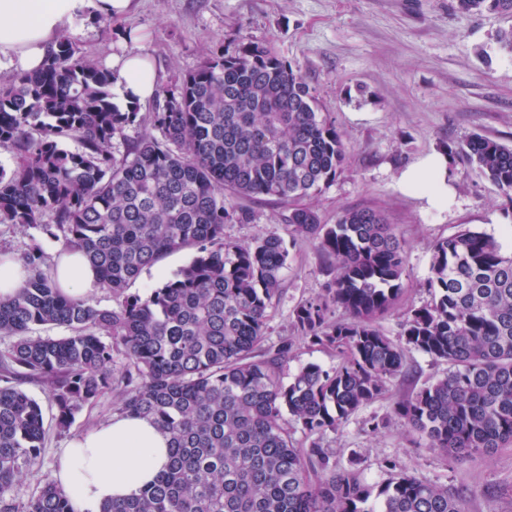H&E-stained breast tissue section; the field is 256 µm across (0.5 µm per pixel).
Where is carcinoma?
Listing matches in <instances>:
<instances>
[{"label":"carcinoma","mask_w":512,"mask_h":512,"mask_svg":"<svg viewBox=\"0 0 512 512\" xmlns=\"http://www.w3.org/2000/svg\"><path fill=\"white\" fill-rule=\"evenodd\" d=\"M457 7L512 17V0ZM114 82L65 32L41 69L0 83V146L17 155L0 167V224L63 238L116 295L165 254L196 255L162 287L112 309L64 294L37 242L16 255L26 282L0 298V337L11 339L0 352V512H76L52 479L24 502L7 496L46 434L24 383L46 388L61 432L110 392L114 413L168 435L156 480L100 512H466L458 492L405 471L373 486L336 469L318 443L296 446L285 416L310 437L337 431L406 374L416 350L448 365L394 407L424 447L464 459L512 446V251L471 229L437 242L432 300L408 311L396 342L377 321L404 293L402 242L373 210L320 224L302 204L335 180L349 147L291 65L253 43L234 56L212 50L146 118L113 102ZM136 122L149 130L131 139ZM67 140L77 149L62 148ZM450 155L496 185L512 217V147L474 133ZM240 197L288 204L292 233L319 239L333 274L327 298L298 305L293 321L342 355L336 368L308 364L285 383L288 342L256 352L288 248L275 234L224 238L226 222L247 218ZM331 303L349 318L331 320ZM44 325L69 334L28 335Z\"/></svg>","instance_id":"carcinoma-1"}]
</instances>
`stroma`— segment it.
I'll use <instances>...</instances> for the list:
<instances>
[{"label":"stroma","instance_id":"obj_1","mask_svg":"<svg viewBox=\"0 0 512 512\" xmlns=\"http://www.w3.org/2000/svg\"><path fill=\"white\" fill-rule=\"evenodd\" d=\"M491 15H461L456 0H135L122 19L86 16L75 24L77 41L99 58L126 49L149 57L159 87L201 66L207 52L235 54L243 41L274 52L315 88L320 110L341 130L351 151L335 180L306 201L319 223L332 224L345 208H368L394 225L405 245V292L380 322L398 339L407 310L429 303L426 286L435 244L464 229L483 231L512 247L503 214L508 201L478 170L453 159L454 194L446 209L429 208L401 190L402 171L432 153L480 133L512 147V57L496 35L511 24ZM244 221L224 226L242 243L277 234L288 247L282 286L268 309L260 351L291 348L284 377L316 363L333 369L339 354L298 336L292 312L324 294L331 278L315 239L292 235L285 205L243 198ZM189 250L167 253L130 284L132 294L161 287L192 259ZM406 376L360 408L339 430L320 437L337 468L357 467L378 484L392 470L465 493L467 512H512V447L453 460L418 446L395 415V402L423 383L443 377L445 363L411 350ZM112 397L80 410L69 431L49 429L36 465L12 496L26 499L52 475L59 448L74 434L112 417Z\"/></svg>","mask_w":512,"mask_h":512}]
</instances>
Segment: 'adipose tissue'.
<instances>
[{
  "instance_id": "obj_1",
  "label": "adipose tissue",
  "mask_w": 512,
  "mask_h": 512,
  "mask_svg": "<svg viewBox=\"0 0 512 512\" xmlns=\"http://www.w3.org/2000/svg\"><path fill=\"white\" fill-rule=\"evenodd\" d=\"M132 5L133 0H0V72L38 70L50 47L63 32L72 30L78 16H124ZM107 65L116 76L123 102L155 96V72L144 54H115ZM400 183L437 208L446 207L453 195L448 158L443 154L430 155L405 170ZM53 261L66 294L86 297L96 288V274L83 256L61 251ZM167 454L168 439L152 423L116 415L77 435L63 449L53 478L71 494L78 512H99L103 503L130 496L153 481Z\"/></svg>"
}]
</instances>
